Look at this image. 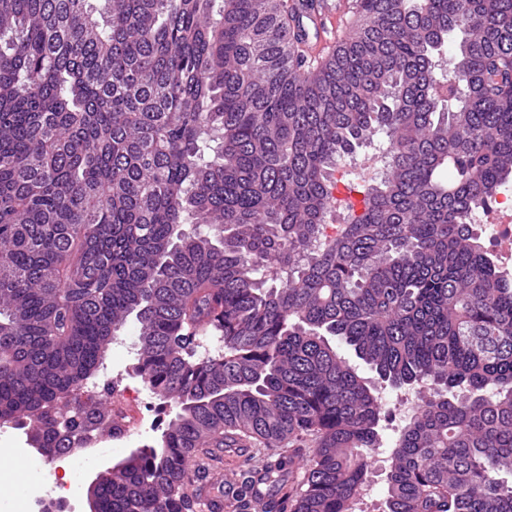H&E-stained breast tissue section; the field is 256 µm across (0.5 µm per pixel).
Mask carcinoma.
I'll list each match as a JSON object with an SVG mask.
<instances>
[{
  "instance_id": "carcinoma-1",
  "label": "carcinoma",
  "mask_w": 512,
  "mask_h": 512,
  "mask_svg": "<svg viewBox=\"0 0 512 512\" xmlns=\"http://www.w3.org/2000/svg\"><path fill=\"white\" fill-rule=\"evenodd\" d=\"M293 28L288 0H0V421L64 449L54 407L133 317L177 413L99 512H194L192 457L252 445L288 457L243 506L357 512L389 413L338 340L422 395L383 512H512V283L470 224L512 179V0H352L318 63Z\"/></svg>"
}]
</instances>
